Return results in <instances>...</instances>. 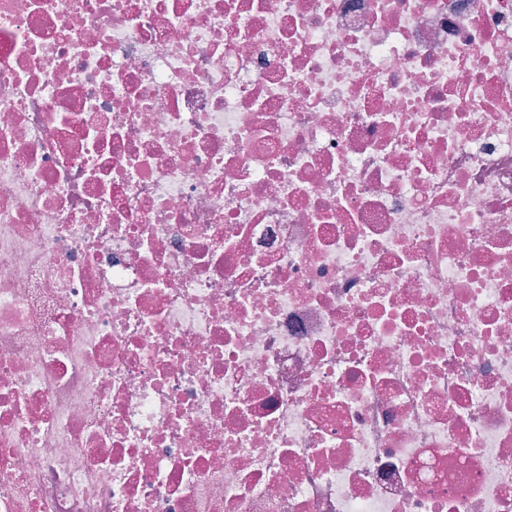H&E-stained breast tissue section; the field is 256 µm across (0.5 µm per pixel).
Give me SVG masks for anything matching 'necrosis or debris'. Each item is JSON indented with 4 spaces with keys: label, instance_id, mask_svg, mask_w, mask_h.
<instances>
[{
    "label": "necrosis or debris",
    "instance_id": "4bbe7bcc",
    "mask_svg": "<svg viewBox=\"0 0 512 512\" xmlns=\"http://www.w3.org/2000/svg\"><path fill=\"white\" fill-rule=\"evenodd\" d=\"M0 512H512V0H0Z\"/></svg>",
    "mask_w": 512,
    "mask_h": 512
}]
</instances>
